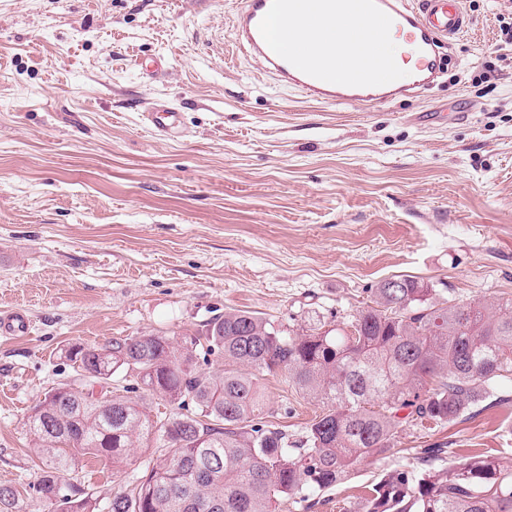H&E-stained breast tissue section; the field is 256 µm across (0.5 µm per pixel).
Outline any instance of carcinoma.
<instances>
[{"label": "carcinoma", "instance_id": "carcinoma-1", "mask_svg": "<svg viewBox=\"0 0 512 512\" xmlns=\"http://www.w3.org/2000/svg\"><path fill=\"white\" fill-rule=\"evenodd\" d=\"M381 281L372 304L334 328L281 329L230 309L181 337L143 334L105 347H72L86 391L59 385L27 418L45 512H274L382 459L397 429L444 424L473 408L512 374V301L438 297L412 276ZM224 370L199 369L202 355ZM284 373L322 413L292 440L261 421V377ZM172 407L151 418L115 393L116 377ZM133 448L159 455L134 487L103 503L65 473L82 458L119 466ZM447 450L426 448L424 468L385 471L361 512H512V470L471 455L436 469ZM21 493L0 488V512H21Z\"/></svg>", "mask_w": 512, "mask_h": 512}]
</instances>
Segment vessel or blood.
<instances>
[{
  "mask_svg": "<svg viewBox=\"0 0 512 512\" xmlns=\"http://www.w3.org/2000/svg\"><path fill=\"white\" fill-rule=\"evenodd\" d=\"M330 0H243L231 15L233 42L258 60L273 80L297 90L305 99L330 104L390 103L413 96L431 85L441 72L440 46L453 45L467 36L472 20L464 0H349L351 10L378 27H389L413 47L415 65L409 83L397 81L396 66L381 61L376 69L358 66L356 72L337 78L324 63L336 47L333 35L301 41L283 32L280 41L270 35L279 17L299 18L306 26L321 29ZM147 119L154 133L171 136L180 127L177 108L149 109ZM29 321L20 311L0 316V334L27 333Z\"/></svg>",
  "mask_w": 512,
  "mask_h": 512,
  "instance_id": "b4317fda",
  "label": "vessel or blood"
}]
</instances>
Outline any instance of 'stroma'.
<instances>
[{
	"mask_svg": "<svg viewBox=\"0 0 512 512\" xmlns=\"http://www.w3.org/2000/svg\"><path fill=\"white\" fill-rule=\"evenodd\" d=\"M236 0H0V487L42 512L32 407L79 382L68 351L195 330L225 309L293 328L328 325L409 275L446 299H512V71L493 72L512 0H468L469 37L439 83L386 105L307 100L253 58L226 60ZM486 81H479L481 73ZM177 106L184 135L155 136L149 106ZM264 424L301 436L318 402L264 377ZM446 444L512 469V379L439 426L400 428L311 507L358 512L389 467ZM81 460L99 499L131 489ZM29 329V321L21 311L3 314L0 317V333L4 336L25 334Z\"/></svg>",
	"mask_w": 512,
	"mask_h": 512,
	"instance_id": "35a3bbf8",
	"label": "stroma"
}]
</instances>
